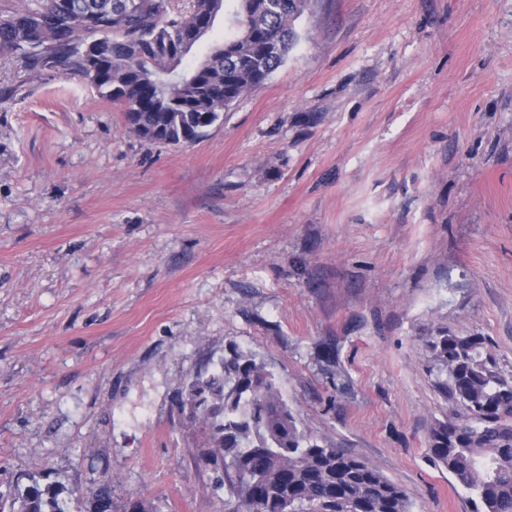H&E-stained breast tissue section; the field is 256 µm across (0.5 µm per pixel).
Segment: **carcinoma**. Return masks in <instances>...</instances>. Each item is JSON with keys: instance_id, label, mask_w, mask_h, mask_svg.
I'll return each mask as SVG.
<instances>
[{"instance_id": "1", "label": "carcinoma", "mask_w": 512, "mask_h": 512, "mask_svg": "<svg viewBox=\"0 0 512 512\" xmlns=\"http://www.w3.org/2000/svg\"><path fill=\"white\" fill-rule=\"evenodd\" d=\"M224 41L193 65L181 47L201 25L210 34L225 0H26L0 16V53L30 67L59 65L124 108L139 137L173 146L196 142L222 112L263 85L297 41L294 22L309 0H242ZM434 388L463 414L432 423L430 460L470 495L473 512H512V375L486 337L438 329L426 337ZM181 408L207 427V464L229 492L225 512H411L406 492L354 454L300 428L266 365L229 346L211 374L185 385ZM60 483L0 486V512H69ZM87 512H112L107 486Z\"/></svg>"}]
</instances>
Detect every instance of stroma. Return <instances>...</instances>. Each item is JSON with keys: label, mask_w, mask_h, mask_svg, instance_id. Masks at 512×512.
<instances>
[{"label": "stroma", "mask_w": 512, "mask_h": 512, "mask_svg": "<svg viewBox=\"0 0 512 512\" xmlns=\"http://www.w3.org/2000/svg\"><path fill=\"white\" fill-rule=\"evenodd\" d=\"M286 62L193 144L0 55V484L224 512L179 394L228 344L301 428L471 512L424 337L512 374V0H311Z\"/></svg>", "instance_id": "1"}]
</instances>
